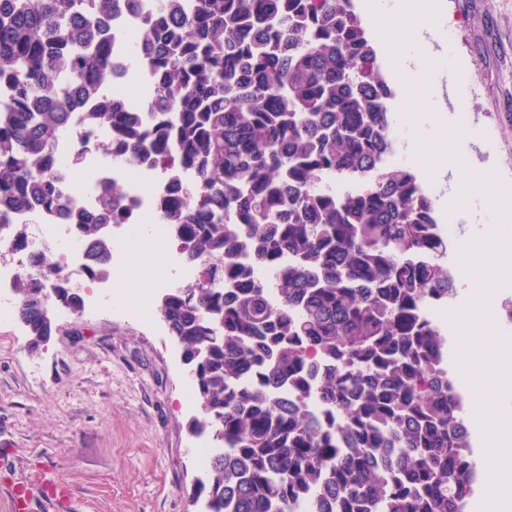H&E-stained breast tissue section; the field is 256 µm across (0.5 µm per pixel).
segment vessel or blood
Instances as JSON below:
<instances>
[{"mask_svg":"<svg viewBox=\"0 0 512 512\" xmlns=\"http://www.w3.org/2000/svg\"><path fill=\"white\" fill-rule=\"evenodd\" d=\"M448 102L456 104L476 93V80H462L453 72H445ZM11 512H78L76 500L68 485L49 471L14 478L8 486Z\"/></svg>","mask_w":512,"mask_h":512,"instance_id":"obj_1","label":"vessel or blood"}]
</instances>
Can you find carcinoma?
Segmentation results:
<instances>
[{"label":"carcinoma","mask_w":512,"mask_h":512,"mask_svg":"<svg viewBox=\"0 0 512 512\" xmlns=\"http://www.w3.org/2000/svg\"><path fill=\"white\" fill-rule=\"evenodd\" d=\"M115 0H0V232L36 205L70 218L87 271L111 263L132 204L110 178L136 157L192 191L156 213L195 284L159 311L195 370V434L220 447L194 484L207 512H466L477 480L461 395L430 303L454 295L432 201L387 170L392 119L352 0H144L151 94L112 99ZM82 100L109 178L76 202L54 163ZM353 181L336 194L325 185ZM19 275L30 344L83 299L52 254ZM316 402L323 414L310 411Z\"/></svg>","instance_id":"carcinoma-1"}]
</instances>
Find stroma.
Instances as JSON below:
<instances>
[{
  "label": "stroma",
  "instance_id": "35a3bbf8",
  "mask_svg": "<svg viewBox=\"0 0 512 512\" xmlns=\"http://www.w3.org/2000/svg\"><path fill=\"white\" fill-rule=\"evenodd\" d=\"M452 47L483 86L467 124L487 145L478 164L512 176V0H444ZM189 365L158 307L57 320L31 349L20 322L0 323V512L14 473L43 467L70 485L81 512H194L201 472L189 423L197 403Z\"/></svg>",
  "mask_w": 512,
  "mask_h": 512
}]
</instances>
